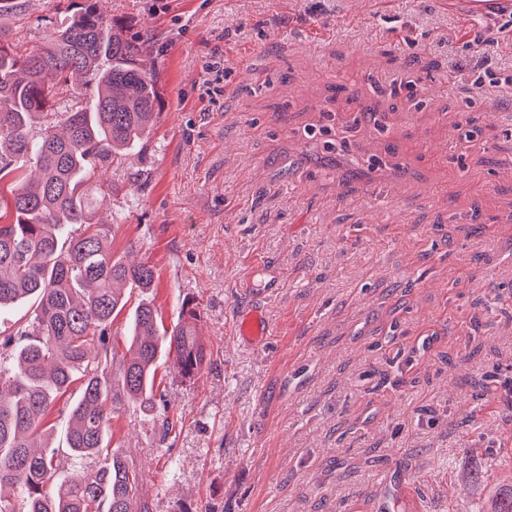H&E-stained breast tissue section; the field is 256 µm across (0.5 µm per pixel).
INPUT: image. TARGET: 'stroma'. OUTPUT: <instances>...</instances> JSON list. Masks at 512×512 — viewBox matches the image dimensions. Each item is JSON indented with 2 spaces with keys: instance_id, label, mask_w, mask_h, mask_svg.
Wrapping results in <instances>:
<instances>
[{
  "instance_id": "35a3bbf8",
  "label": "stroma",
  "mask_w": 512,
  "mask_h": 512,
  "mask_svg": "<svg viewBox=\"0 0 512 512\" xmlns=\"http://www.w3.org/2000/svg\"><path fill=\"white\" fill-rule=\"evenodd\" d=\"M97 6L148 40L163 98L98 216L210 353L190 380L160 354L165 418L112 420L153 512H376L398 466L399 512H487L512 482V104L475 64L489 38L512 75V0ZM66 7L0 27L35 46ZM258 301L265 347L235 334ZM382 485L378 496V512L397 510L395 500H406L410 491L405 476L398 470L388 471L380 481Z\"/></svg>"
}]
</instances>
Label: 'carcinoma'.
Masks as SVG:
<instances>
[{"label":"carcinoma","mask_w":512,"mask_h":512,"mask_svg":"<svg viewBox=\"0 0 512 512\" xmlns=\"http://www.w3.org/2000/svg\"><path fill=\"white\" fill-rule=\"evenodd\" d=\"M0 29V309L28 300L32 317L0 339V512H152L140 473L106 438L126 404L144 412L154 393L158 353L168 350L183 378L210 355L194 309L182 306L171 328L152 302L133 312L128 355L109 344V328L144 295L155 273L112 254V225L96 220L93 178L142 143L159 113L147 43L124 36L96 5L78 8L23 51ZM95 84L86 105L54 111L62 93ZM78 385L63 443H50L49 413ZM85 470L56 480L63 460ZM490 512H512V484Z\"/></svg>","instance_id":"obj_1"}]
</instances>
